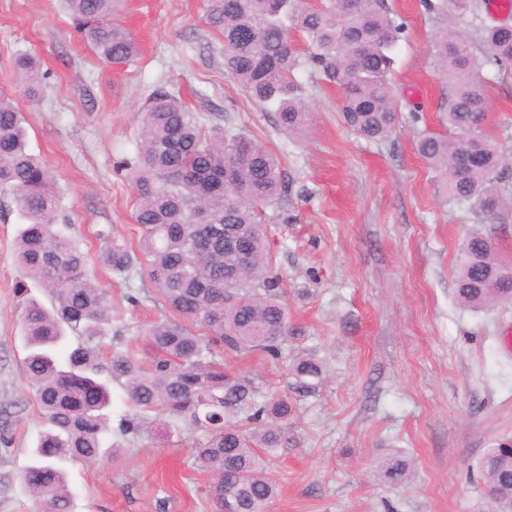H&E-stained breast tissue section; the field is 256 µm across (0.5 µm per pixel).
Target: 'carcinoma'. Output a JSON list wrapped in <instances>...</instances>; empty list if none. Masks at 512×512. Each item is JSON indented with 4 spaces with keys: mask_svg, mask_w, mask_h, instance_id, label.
Listing matches in <instances>:
<instances>
[{
    "mask_svg": "<svg viewBox=\"0 0 512 512\" xmlns=\"http://www.w3.org/2000/svg\"><path fill=\"white\" fill-rule=\"evenodd\" d=\"M66 4L101 60L136 58L135 38L111 21L116 0ZM488 5L424 0L426 9L448 18L434 44L448 82L442 113L448 132L421 136L416 150L441 172L448 202L468 206L480 224H498L512 211V187L503 183V161L486 132L481 69H512V25H479L472 35L457 27ZM210 20L223 35L224 69L251 100L273 109L283 130L294 134L305 125L296 73L309 66L341 91L347 127L379 143L396 133L400 111L388 75L404 25L384 0H223ZM293 30L306 49L289 41ZM21 69L34 98L43 75L30 59ZM140 124L138 152L122 164L136 190L138 250L104 227L96 230L97 259L116 279L152 287L173 315L135 326L134 339L117 348L108 291L88 274V253L56 224L55 178L29 149L23 113L0 93V190L13 196L25 220L16 238L24 279L14 291L24 373L48 423L20 479L31 512H73L65 464L98 460L108 434L134 440L185 428L203 434L194 453L214 474L216 512H268L278 494L270 463L291 406L286 396L259 397L250 382L227 373L224 353L283 358L288 308L261 224V207L282 191V163L254 139L203 123L171 90L155 92ZM238 141L253 151L234 156V180L226 188V155ZM455 157L468 158V165L452 168ZM455 269L458 305L488 310L512 301V268L498 261L487 232L469 234ZM104 374L122 385L129 408L115 427ZM288 375L297 393H313L325 379L323 361L299 351L288 359ZM413 467L405 451L394 449L376 461L373 477L402 486ZM478 472L492 512H512V440L493 442Z\"/></svg>",
    "mask_w": 512,
    "mask_h": 512,
    "instance_id": "carcinoma-1",
    "label": "carcinoma"
}]
</instances>
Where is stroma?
<instances>
[{"label": "stroma", "mask_w": 512, "mask_h": 512, "mask_svg": "<svg viewBox=\"0 0 512 512\" xmlns=\"http://www.w3.org/2000/svg\"><path fill=\"white\" fill-rule=\"evenodd\" d=\"M387 2L406 24L391 74L401 125L378 144L344 124L339 91L309 68L298 74L307 126L299 135L280 129L224 71V40L210 23L217 0H122L114 20L139 45L127 63L100 60L61 0H0V89L12 91L31 152L58 178L66 234L90 254L106 224L137 242L136 191L121 163L136 152L138 115L157 89L175 87L200 115L223 116L224 127L279 156L286 183L263 222L285 288L287 346L314 350L327 376L301 396L281 362L224 357L227 372L292 404L270 512H489L477 464L494 440L512 438V352L501 342L512 301L480 312L456 304L453 258L477 220L443 202L439 174L416 151L421 135L443 129L448 85L434 57L442 21L420 0ZM23 55L47 76L35 100L21 85ZM482 76L489 131L512 183V78L491 68ZM22 222L1 192L0 512H29L19 475L46 427L26 384L15 312ZM89 270L108 289L123 338L140 322L169 317L156 293H140V281L118 283L95 262ZM192 440L176 433L104 443L95 463L67 467L74 512H216L213 475L195 463ZM389 448L415 461L406 486L370 475Z\"/></svg>", "instance_id": "stroma-1"}]
</instances>
